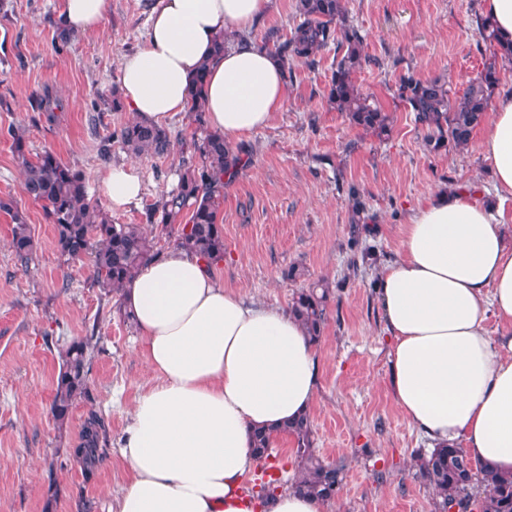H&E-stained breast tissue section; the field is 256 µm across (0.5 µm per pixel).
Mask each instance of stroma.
<instances>
[{
	"label": "stroma",
	"mask_w": 512,
	"mask_h": 512,
	"mask_svg": "<svg viewBox=\"0 0 512 512\" xmlns=\"http://www.w3.org/2000/svg\"><path fill=\"white\" fill-rule=\"evenodd\" d=\"M155 0H107L101 28L56 45L59 0H0V199L26 215L37 251L21 265L11 249L10 217L0 211V512H106L108 496L128 478L118 448L148 375L135 324L119 296L92 281L90 257H62L40 204L21 192L22 171L7 135L24 133L25 152L52 151L85 173L89 197L107 206L101 179L110 164L136 165L145 183L137 206L111 212L116 224H141L147 208L177 185L180 141L195 125L180 113L167 129L174 148L157 158L102 138L131 120L113 111L122 60L146 42ZM365 59L355 73L362 94L392 118L388 136L352 126L328 99L334 48L315 63L298 60L282 109L270 126L237 142L243 167L227 181L220 216L224 257L212 266L226 288L287 307L296 285L327 279L335 290L319 344L320 389L310 409L314 443L329 462L346 465L342 491L326 512H435L434 493L415 456L428 455L388 386L391 342L376 297L377 273L400 247L409 212L444 186L491 188L476 144L430 152L426 129L399 101V78L444 81L461 97L491 60L482 41L480 0H343ZM51 88L64 103L56 119L33 112V94ZM358 198H351L350 188ZM298 266L291 282L284 273ZM76 339L92 350L89 390L69 423L50 413L61 355ZM107 429L106 455L85 476L71 452L90 414Z\"/></svg>",
	"instance_id": "stroma-1"
}]
</instances>
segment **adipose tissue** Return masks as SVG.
Wrapping results in <instances>:
<instances>
[{
    "mask_svg": "<svg viewBox=\"0 0 512 512\" xmlns=\"http://www.w3.org/2000/svg\"><path fill=\"white\" fill-rule=\"evenodd\" d=\"M271 0H157L144 47L123 59L129 109L166 126L185 111L208 63L210 130L234 145L271 124L285 99L283 67L249 40L213 51L216 36L244 32ZM106 0H61L58 27L99 29ZM479 149L494 197L477 187L433 191L408 217L400 249L377 275L396 405L429 445H453L512 473V92L486 115ZM113 209L138 205L131 164L109 168ZM151 373L120 445L131 477L108 512H254L246 477L252 433L308 412L318 393L319 350L287 309L225 288L198 255L175 249L140 268L122 292ZM494 315L498 335L485 320Z\"/></svg>",
    "mask_w": 512,
    "mask_h": 512,
    "instance_id": "adipose-tissue-1",
    "label": "adipose tissue"
}]
</instances>
